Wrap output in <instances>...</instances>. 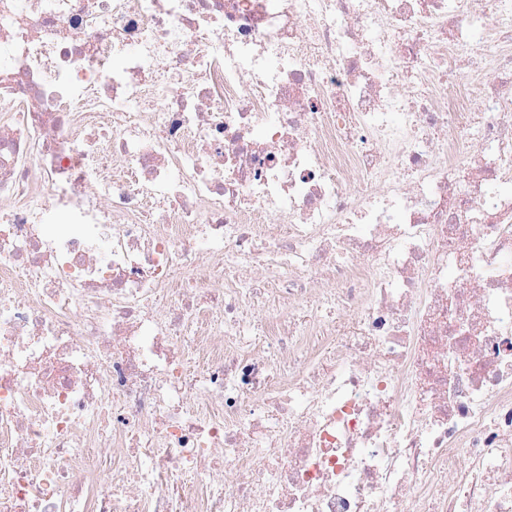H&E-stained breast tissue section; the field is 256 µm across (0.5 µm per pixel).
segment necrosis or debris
<instances>
[{"instance_id":"necrosis-or-debris-1","label":"necrosis or debris","mask_w":512,"mask_h":512,"mask_svg":"<svg viewBox=\"0 0 512 512\" xmlns=\"http://www.w3.org/2000/svg\"><path fill=\"white\" fill-rule=\"evenodd\" d=\"M0 512H512V0H0Z\"/></svg>"}]
</instances>
